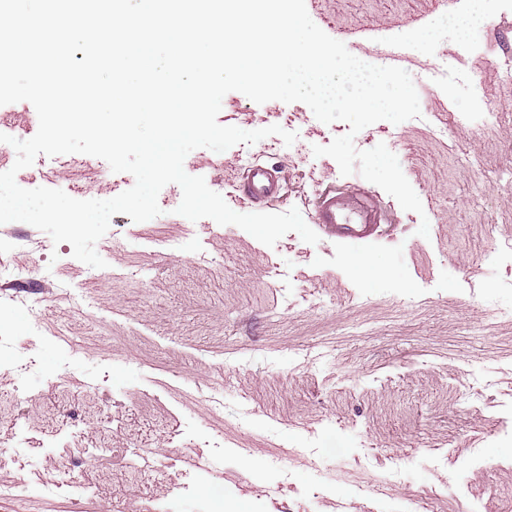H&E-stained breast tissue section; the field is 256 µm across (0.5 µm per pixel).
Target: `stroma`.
I'll list each match as a JSON object with an SVG mask.
<instances>
[{
    "mask_svg": "<svg viewBox=\"0 0 512 512\" xmlns=\"http://www.w3.org/2000/svg\"><path fill=\"white\" fill-rule=\"evenodd\" d=\"M313 22L360 60L405 44V69L429 85L423 107L440 113L439 140L415 120H382L354 144L396 154L423 210L401 208L360 174L341 175L313 146L348 132L301 102L258 104L228 93L218 121L244 130L296 132L216 153L200 148L185 171L204 177L239 213L298 209L313 224L328 188L367 191L382 213L367 245L384 278L355 275L335 236L317 244L293 232L268 247L234 225L177 215L178 185L158 197L161 215L142 223L114 215L97 242L109 280H86L70 244L12 225L21 249L4 264L34 269L32 284L0 290V308L42 304L47 338L27 372H0V484L50 481L64 469L98 487L86 512H410L432 488L426 512H454L452 498L512 497V6L507 0H305ZM492 46L491 61L473 59ZM500 112L485 130L465 112ZM38 130L26 101L0 106V133ZM251 161L283 170L280 194L244 189ZM38 156L19 184L97 199L94 178L113 194L134 177L97 171L57 174ZM428 221L429 237L417 230ZM177 251H168L171 239ZM66 254L52 262V253ZM484 269L485 278L474 275ZM85 283L94 307L63 299L54 281ZM331 350L311 364L300 352ZM224 401L213 413L209 397ZM223 441V464L189 472ZM193 496L175 498L172 482ZM370 489L363 497L358 487Z\"/></svg>",
    "mask_w": 512,
    "mask_h": 512,
    "instance_id": "35a3bbf8",
    "label": "stroma"
}]
</instances>
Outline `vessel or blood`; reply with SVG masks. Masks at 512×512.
Returning a JSON list of instances; mask_svg holds the SVG:
<instances>
[{
	"instance_id": "b4317fda",
	"label": "vessel or blood",
	"mask_w": 512,
	"mask_h": 512,
	"mask_svg": "<svg viewBox=\"0 0 512 512\" xmlns=\"http://www.w3.org/2000/svg\"><path fill=\"white\" fill-rule=\"evenodd\" d=\"M245 188L256 199H270L279 193L276 168L253 164L246 171ZM316 221L344 245L363 242L375 221V216L364 200V192L355 189L347 193L325 194L316 211Z\"/></svg>"
}]
</instances>
